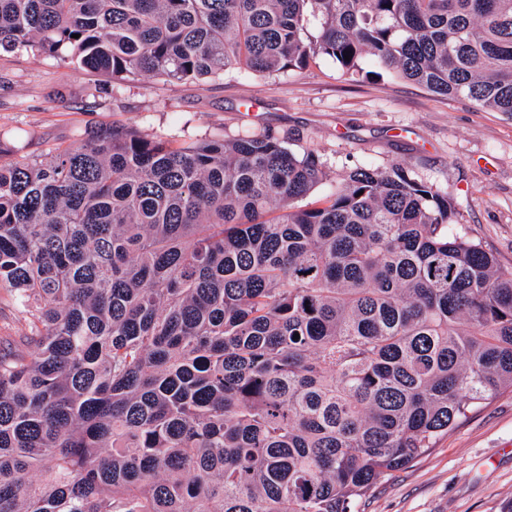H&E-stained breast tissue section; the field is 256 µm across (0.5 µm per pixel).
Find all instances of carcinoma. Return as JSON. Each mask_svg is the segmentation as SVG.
<instances>
[{"label": "carcinoma", "mask_w": 512, "mask_h": 512, "mask_svg": "<svg viewBox=\"0 0 512 512\" xmlns=\"http://www.w3.org/2000/svg\"><path fill=\"white\" fill-rule=\"evenodd\" d=\"M20 47L114 80L368 58L512 115V0H0ZM328 181L272 134L0 150L29 328L0 352V512H354L512 390V270L448 234L451 194L393 164L299 205Z\"/></svg>", "instance_id": "obj_1"}]
</instances>
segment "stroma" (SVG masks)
Here are the masks:
<instances>
[{
    "instance_id": "1",
    "label": "stroma",
    "mask_w": 512,
    "mask_h": 512,
    "mask_svg": "<svg viewBox=\"0 0 512 512\" xmlns=\"http://www.w3.org/2000/svg\"><path fill=\"white\" fill-rule=\"evenodd\" d=\"M356 79L324 57L303 71H247L116 84L100 73L0 52V147L49 159L56 146L118 125L171 145L273 133L315 152L335 180L399 163L450 192L458 231L512 267V116L484 111L363 61ZM512 501V391L473 411L428 454L382 478L358 512H501Z\"/></svg>"
}]
</instances>
